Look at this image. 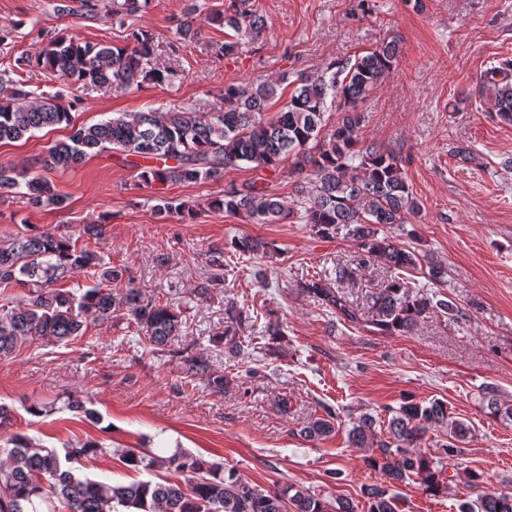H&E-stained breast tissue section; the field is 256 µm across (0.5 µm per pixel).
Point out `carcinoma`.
<instances>
[{"label":"carcinoma","instance_id":"cac0c4a2","mask_svg":"<svg viewBox=\"0 0 512 512\" xmlns=\"http://www.w3.org/2000/svg\"><path fill=\"white\" fill-rule=\"evenodd\" d=\"M220 21L252 38L267 27L264 17L247 9L226 13ZM200 35L196 18L186 15L180 39L194 41ZM153 54V36L143 29L132 32L126 46L91 45L73 36H57L42 48L35 64L86 90H130L178 76L175 69L155 65ZM399 56V43L387 41L353 59L332 62L317 76L300 74L288 102L270 117L266 112L281 82L259 78L224 84L218 104L206 111L149 109L81 124L47 148L43 165L72 168L112 151L126 159H141L136 167L143 181L166 184L216 178L242 163L253 169L275 168L292 158L296 167L312 169L305 222L321 238H333L344 230L361 248L355 266L336 265V287L313 275L300 284L303 292L330 308L339 320L357 325L363 318L340 286L373 260L383 263L389 273L384 285L370 295L373 315L368 325L374 331L404 335L438 312L463 319L466 313L454 301L410 289L403 273L420 266L421 256L379 229L404 224L407 216L420 211L399 158L360 139L365 122L360 104L391 73ZM474 94L496 118L511 125L512 60L491 64L480 75ZM78 104L60 95L36 100L24 84L0 79V143L29 138L36 130L72 125ZM335 106L340 112L336 128L322 138L325 115ZM22 186L38 207L59 208L65 203L48 178L0 169V196ZM208 207L243 213L257 224H280L294 217L287 204L255 181L224 189L208 201ZM156 210L161 215L193 214L188 204L173 199L163 200ZM235 248L244 255L273 250L270 243L248 237L237 241ZM84 270L99 275L96 286L81 293L56 287ZM123 279L124 272L109 266L98 252L85 246L79 249L70 237L50 228L1 237L0 288L19 286L25 297L0 304V355L34 338L69 343L85 334L89 322L109 321L118 312L136 324L151 345L168 346L179 331V315ZM241 323V314L228 308L218 343L232 359L244 352ZM188 373L204 379L215 394L229 384L196 358L189 359ZM481 400L488 415L512 421V403L501 400L496 387H484ZM337 420L339 415L326 407L324 414L310 418L301 433L313 441L325 439L335 431ZM438 427L444 429L445 439L436 443L437 452L431 455L422 449V442ZM471 435L472 427L438 399L425 404L408 399L382 425L369 413L360 415L348 431V442L371 449L369 462L387 483L363 488L367 512H399L394 488L403 483L414 482L428 494L439 493L444 460L461 455ZM11 444L0 451V512H357V505L347 498L327 499L300 486L261 489L201 456L161 457L127 449L122 453L127 467L161 469L175 477L114 484L91 479L76 467L106 452L97 441L69 443L59 452L36 447L16 434ZM469 483L475 496L462 499L458 512H512L511 490L482 487L484 478L478 473L469 474Z\"/></svg>","mask_w":512,"mask_h":512}]
</instances>
